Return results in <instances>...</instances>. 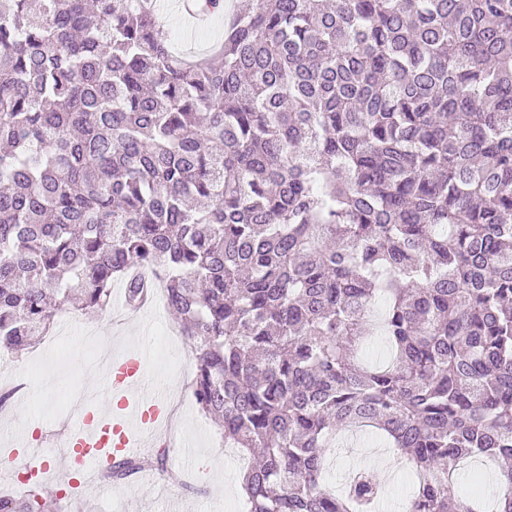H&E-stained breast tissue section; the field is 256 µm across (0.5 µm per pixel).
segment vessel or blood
Instances as JSON below:
<instances>
[{"mask_svg":"<svg viewBox=\"0 0 512 512\" xmlns=\"http://www.w3.org/2000/svg\"><path fill=\"white\" fill-rule=\"evenodd\" d=\"M102 383L107 406L89 405L76 425L64 422L42 434L43 441L65 449V465L75 476L102 471L110 457L138 455L167 413L166 398L151 388L140 351L113 356Z\"/></svg>","mask_w":512,"mask_h":512,"instance_id":"b4317fda","label":"vessel or blood"}]
</instances>
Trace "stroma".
Masks as SVG:
<instances>
[{
    "instance_id": "1",
    "label": "stroma",
    "mask_w": 512,
    "mask_h": 512,
    "mask_svg": "<svg viewBox=\"0 0 512 512\" xmlns=\"http://www.w3.org/2000/svg\"><path fill=\"white\" fill-rule=\"evenodd\" d=\"M164 20L173 47L184 54L205 51L222 27L217 21L198 30L174 12L165 13ZM174 324L164 300L131 312L116 294L103 312L59 314L48 334L29 349L16 354L0 352V379L24 386L22 397L7 406L6 421L0 425V460L17 466L49 460L54 450L36 441V432L59 420L76 421L84 403L73 398V391L91 390L98 403H105L106 393L96 372L100 355L113 349H147L153 384L158 388L190 383L195 362L183 337L173 334ZM177 413V425L164 431L166 466L190 474V483L174 484L156 473H138L118 484L96 482L75 493L69 491L71 477L60 465L51 475L50 487L65 491V512H175L181 506L189 512H233L234 507L244 506L240 471L246 459L236 449L225 447L220 428L195 401L179 402ZM380 445L376 436L361 428L340 432L335 447L326 451L330 461L327 486L340 489L347 469L369 464L376 474L395 475L392 489L396 494L411 489V480L394 452L374 455Z\"/></svg>"
}]
</instances>
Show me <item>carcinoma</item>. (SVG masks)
<instances>
[{
    "instance_id": "1",
    "label": "carcinoma",
    "mask_w": 512,
    "mask_h": 512,
    "mask_svg": "<svg viewBox=\"0 0 512 512\" xmlns=\"http://www.w3.org/2000/svg\"><path fill=\"white\" fill-rule=\"evenodd\" d=\"M250 2L196 0L185 59L160 0H0V351L159 282L247 512H380L371 472L326 489L347 427L408 512H486L477 457L512 512V0ZM166 27L172 37V46L181 53L205 51L209 44L220 37L223 21L212 22L205 29L190 27L185 19L174 12L163 13ZM363 448H385L383 456H371L363 452ZM326 455L330 461L326 473V485L332 490H339L343 482L345 471L350 468L363 467L365 464H372L382 482L388 480L383 472L391 475H399L390 486L396 494H408L412 488L410 478L405 472L402 464L395 460L393 448L386 447L376 436L363 428L343 430L336 436V445L333 448H326ZM395 460V461H394ZM407 490V491H406Z\"/></svg>"
}]
</instances>
